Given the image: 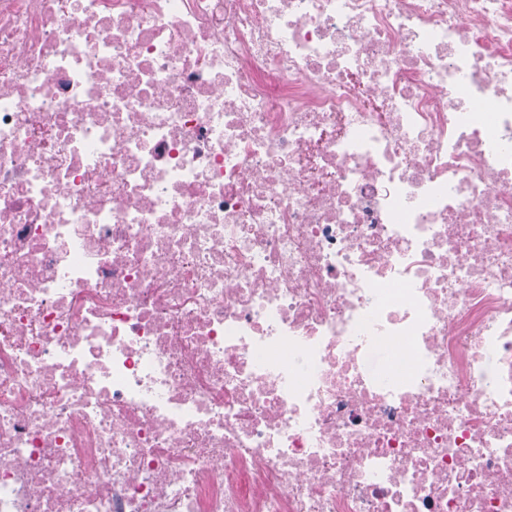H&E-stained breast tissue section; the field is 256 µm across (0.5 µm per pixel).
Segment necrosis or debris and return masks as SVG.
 I'll return each instance as SVG.
<instances>
[{"label": "necrosis or debris", "mask_w": 512, "mask_h": 512, "mask_svg": "<svg viewBox=\"0 0 512 512\" xmlns=\"http://www.w3.org/2000/svg\"><path fill=\"white\" fill-rule=\"evenodd\" d=\"M0 512H512V0H0Z\"/></svg>", "instance_id": "4bbe7bcc"}]
</instances>
